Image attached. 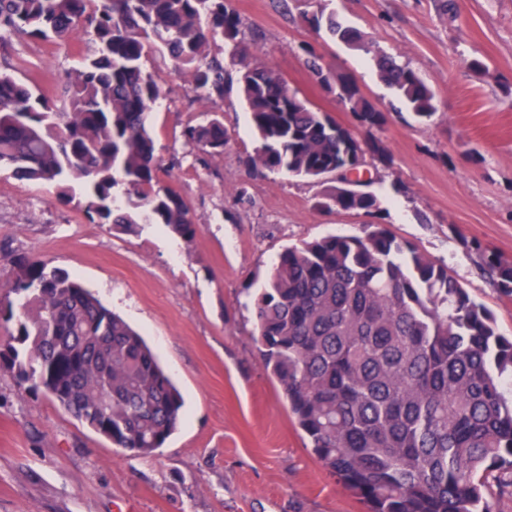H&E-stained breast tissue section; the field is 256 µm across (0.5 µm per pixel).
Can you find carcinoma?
<instances>
[{
    "mask_svg": "<svg viewBox=\"0 0 512 512\" xmlns=\"http://www.w3.org/2000/svg\"><path fill=\"white\" fill-rule=\"evenodd\" d=\"M372 54L379 76L424 121L437 111L430 85L336 17L308 23ZM86 40L95 45L65 74L68 108L0 71V171L56 185L77 183L89 222L130 231L161 224L190 242V210L160 166L148 119L162 94L145 69L163 48L191 73L205 99L224 98V67L207 60L224 38L237 59L239 92L260 145L256 171L314 181L360 172L383 150L358 139L290 90L268 63L249 61L242 22L226 0H0V40ZM306 65L357 123L386 121L344 75L331 78L320 58ZM230 134L213 118L186 127L187 145L220 154ZM144 202L123 211L116 189ZM371 215V192L316 203ZM10 293L0 298V369L33 396L43 395L112 444L143 456L175 432L179 389L143 337L67 271L18 255ZM481 269L512 295V263L488 255ZM254 341L280 384L300 429L328 472L368 512H493L485 474L512 475V336L471 299L448 266L398 240L381 224L362 236H327L284 249L254 300Z\"/></svg>",
    "mask_w": 512,
    "mask_h": 512,
    "instance_id": "obj_1",
    "label": "carcinoma"
}]
</instances>
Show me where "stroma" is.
I'll return each instance as SVG.
<instances>
[{
  "instance_id": "1",
  "label": "stroma",
  "mask_w": 512,
  "mask_h": 512,
  "mask_svg": "<svg viewBox=\"0 0 512 512\" xmlns=\"http://www.w3.org/2000/svg\"><path fill=\"white\" fill-rule=\"evenodd\" d=\"M251 58L271 63L289 88L385 151L370 169L381 199L368 216L318 209L326 185L251 172L258 140L223 39L224 98L200 97L166 55L145 62L162 84L150 115L161 185L187 201L198 232L186 242L159 224L125 232L92 224L54 186L0 172V295L15 257L67 270L141 332L180 389V424L142 456L117 448L46 397L0 370V512H366L312 452L252 339L254 299L278 254L327 235L384 225L444 262L470 297L512 336V295L482 274V258L512 261V0H231ZM325 12L363 33L431 85L430 121L379 77L371 56L316 30ZM311 46L331 72L352 79L388 120L356 125L306 66ZM93 46L14 38L0 70L68 103L65 74ZM483 62L473 71L470 59ZM219 117L231 133L223 154L191 149L183 128Z\"/></svg>"
}]
</instances>
